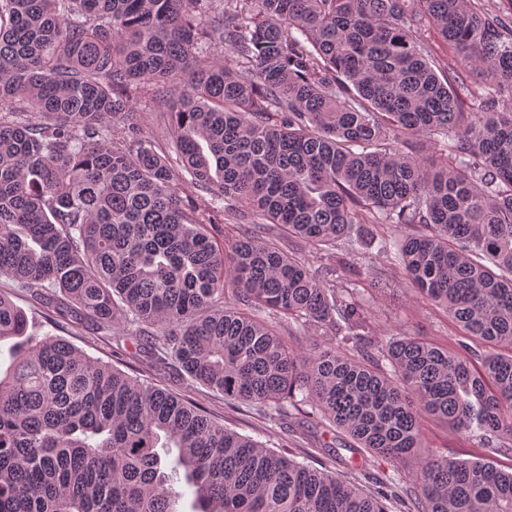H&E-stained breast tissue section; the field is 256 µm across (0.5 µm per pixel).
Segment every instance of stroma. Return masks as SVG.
<instances>
[{
	"label": "stroma",
	"mask_w": 512,
	"mask_h": 512,
	"mask_svg": "<svg viewBox=\"0 0 512 512\" xmlns=\"http://www.w3.org/2000/svg\"><path fill=\"white\" fill-rule=\"evenodd\" d=\"M254 231L277 239L282 250L309 262L318 276L337 291L358 295L364 304L366 329L370 335L417 337L453 353L461 352L466 345L480 350L477 341H465L462 331L443 307L416 296L393 252L340 245L330 255L303 239L280 234L277 227L270 224L257 229L250 224L231 223L225 225L224 237L230 242ZM0 294L26 312L34 335L50 333L62 337L88 357L112 364L198 406L215 421L262 442L273 451L339 474L368 492L375 491L382 479L393 474L401 477L404 486L415 485V459L393 465L387 459L354 448L352 439L342 431L330 433L324 427L308 425L303 415L296 412L289 415L284 424H272L261 408L225 402L222 394L193 381L178 367L155 368L149 354L136 351L134 345L125 340L126 334L134 331V323H122L109 335L86 325L59 328L50 323L48 305L32 290L17 287L8 277L0 276ZM422 432L429 453L460 461L481 459L501 469L512 468V452L482 447L477 439L447 423L424 419ZM330 445L337 447V455L327 453Z\"/></svg>",
	"instance_id": "35a3bbf8"
}]
</instances>
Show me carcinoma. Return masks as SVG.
<instances>
[{"mask_svg": "<svg viewBox=\"0 0 512 512\" xmlns=\"http://www.w3.org/2000/svg\"><path fill=\"white\" fill-rule=\"evenodd\" d=\"M431 30L474 80L448 77ZM145 96L169 103L173 163L134 118ZM440 135L439 164L408 152ZM215 213L327 247L354 224L422 226L368 244L484 346L482 370L407 336L372 364L348 354L361 299L274 240L218 246ZM0 275L50 291L56 324L160 330L157 366L273 423L309 405L368 452L415 458L419 488L367 495L279 455L30 335L0 296V512H178L181 482L192 512H387L402 494L408 512H512V468L420 452L426 417L512 441V30L475 0H0ZM283 322L334 336L303 355Z\"/></svg>", "mask_w": 512, "mask_h": 512, "instance_id": "1", "label": "carcinoma"}]
</instances>
